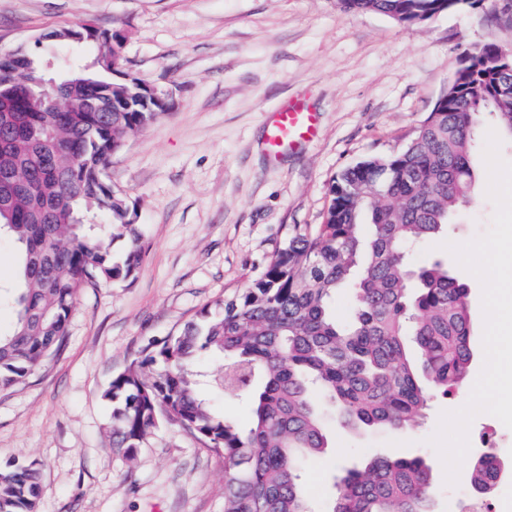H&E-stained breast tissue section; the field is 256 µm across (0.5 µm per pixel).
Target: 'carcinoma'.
Instances as JSON below:
<instances>
[{"instance_id": "carcinoma-1", "label": "carcinoma", "mask_w": 512, "mask_h": 512, "mask_svg": "<svg viewBox=\"0 0 512 512\" xmlns=\"http://www.w3.org/2000/svg\"><path fill=\"white\" fill-rule=\"evenodd\" d=\"M346 13H380L422 23L447 11V0H338ZM94 45L97 61L54 62L47 77L43 43ZM118 32L89 25L53 29L31 47L0 51V166L18 162L23 183L0 237L18 249L8 300L12 330L0 334V391L21 384L56 356L69 317L86 288L133 282L144 251L135 207L106 178L112 154L150 125L165 106L142 93L140 80H112L121 57ZM495 44L464 50L448 85L414 138L399 152L372 157L335 176L321 224L288 228L284 246L261 276L213 311L159 344L144 346L112 378L113 445L131 459L162 422L175 424L224 458V512H311L299 482L305 461L327 448L328 414L340 425L405 433L424 415L428 380L443 396L468 380L473 360L469 287L445 260L415 267L408 248L432 239L470 201L476 181L474 136L486 114L512 138V74ZM54 82L95 112H56L31 103ZM353 292L349 320L332 305ZM224 353L221 382L247 393L250 426L213 413L197 392L192 366L203 353ZM504 466L486 451L474 458L471 485L492 493ZM432 466L419 455H371L343 470L330 512H434ZM34 462L0 469V512H38Z\"/></svg>"}]
</instances>
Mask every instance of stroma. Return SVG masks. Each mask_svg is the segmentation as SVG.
<instances>
[{
	"label": "stroma",
	"instance_id": "1",
	"mask_svg": "<svg viewBox=\"0 0 512 512\" xmlns=\"http://www.w3.org/2000/svg\"><path fill=\"white\" fill-rule=\"evenodd\" d=\"M75 23L124 37L125 72L163 92L156 121L127 138L107 169L138 212L145 255L132 283L88 288L77 297L61 352L22 384L0 392V466L35 462L39 512H224V461L180 427L163 423L135 459L112 446L111 409L101 393L141 348L194 321L259 277L291 225L319 224L341 170L401 150L432 112L463 51L512 48V14L482 6L443 12L418 25L378 13H345L336 0H0V51L32 44L43 31ZM306 100L319 112L320 139L270 163L264 115ZM472 199L448 228L465 243L486 233L495 207L486 195L481 145ZM470 288L475 340L471 377L484 361L482 288ZM222 354L194 366L198 392L239 428L251 421L246 397L218 382ZM463 386L434 397L413 431L356 433L328 423L330 450L308 461L303 483L312 512H326L337 466L376 452L422 454L434 465L436 512H466L471 460L457 485L428 439L441 412L465 405ZM497 433L509 474L492 512H512V429L480 414L469 438Z\"/></svg>",
	"mask_w": 512,
	"mask_h": 512
}]
</instances>
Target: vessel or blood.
<instances>
[{"instance_id":"b4317fda","label":"vessel or blood","mask_w":512,"mask_h":512,"mask_svg":"<svg viewBox=\"0 0 512 512\" xmlns=\"http://www.w3.org/2000/svg\"><path fill=\"white\" fill-rule=\"evenodd\" d=\"M318 134L317 113L303 102L291 101L270 114L265 149L269 156L276 158L289 148L312 142Z\"/></svg>"}]
</instances>
